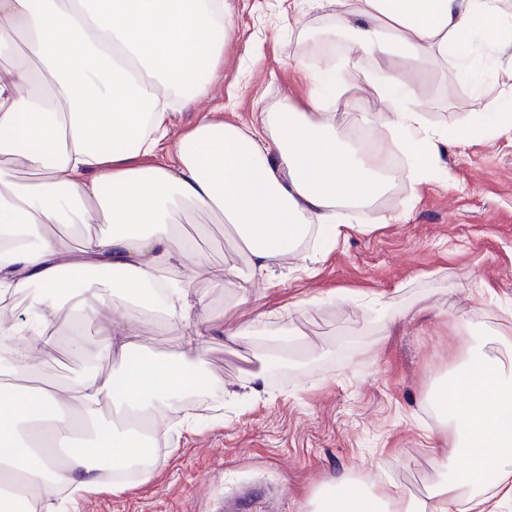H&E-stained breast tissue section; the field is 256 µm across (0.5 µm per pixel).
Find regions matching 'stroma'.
<instances>
[{
  "mask_svg": "<svg viewBox=\"0 0 512 512\" xmlns=\"http://www.w3.org/2000/svg\"><path fill=\"white\" fill-rule=\"evenodd\" d=\"M230 3L233 27L207 90L173 135L203 117L239 123L265 107L305 110L312 86L301 60L324 78L337 136L352 138L378 62L337 42L335 5ZM454 72L441 62L411 72L413 103L431 135L462 128L464 138L421 168L398 131L377 126L400 158L391 186L337 208L344 234L319 249L311 271L258 278L240 301L222 283L226 267H246L244 244L216 219L179 217L205 257L188 269L195 296L225 326L253 324L249 343L212 336L191 360L194 382L161 412L147 482L121 494L105 486L76 504L60 498L55 512H302L315 492L336 493L337 474L368 483L381 470L404 495H429L442 478L431 453V381L474 335L494 337L512 358V130L485 117L508 89L490 77L476 89ZM377 295L390 302L391 329L366 306ZM70 326L60 315L39 343L40 382L65 383L89 363L70 352Z\"/></svg>",
  "mask_w": 512,
  "mask_h": 512,
  "instance_id": "obj_1",
  "label": "stroma"
}]
</instances>
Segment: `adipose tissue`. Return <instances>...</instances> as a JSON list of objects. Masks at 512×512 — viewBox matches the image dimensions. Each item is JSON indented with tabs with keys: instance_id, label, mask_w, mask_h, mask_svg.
Returning <instances> with one entry per match:
<instances>
[{
	"instance_id": "obj_1",
	"label": "adipose tissue",
	"mask_w": 512,
	"mask_h": 512,
	"mask_svg": "<svg viewBox=\"0 0 512 512\" xmlns=\"http://www.w3.org/2000/svg\"><path fill=\"white\" fill-rule=\"evenodd\" d=\"M504 0H352L342 17L356 44L394 59L370 86L421 165L438 161L440 147L422 112L408 104L407 67L454 59L459 77L477 75L461 42L465 33L493 39L505 19ZM226 0H0V57L22 58L0 77V302L28 295V318L0 322V340L16 343L13 363L0 369V512H18L35 497L53 512L61 489L90 493L104 464L122 470L139 461L142 439L129 430L190 384L189 357L206 336L220 331L237 341L251 328L216 327L199 317L183 327L198 302L179 267L191 245L174 225L191 210L229 225L248 251L246 269L224 271V289L247 299L256 276L282 263L302 269L310 253L300 242L312 234L336 238V208L381 192L392 152L381 140L361 150L336 135L326 100L311 94L309 109H262L253 124L197 123L158 153L178 115L170 99L212 72L223 43L212 29L230 28ZM36 182L16 179L17 169ZM107 225L85 235L79 257L49 232L52 224L85 225L89 209ZM108 272L114 296L159 311L167 350L141 345L126 318L101 330L99 349L119 358L116 373L89 369L65 385H36L28 344L43 337L60 314V296L73 304L70 318L99 317L106 300L84 288L91 273ZM488 336L473 337L465 359L440 378L430 404L439 432L432 446L440 468L460 458L465 467L442 479L429 500L405 498L393 484L364 490L346 473L343 493L319 496L310 512H499L512 500V366L496 356ZM116 418H100L103 406ZM88 444L70 445L76 431ZM499 475L488 485L489 475Z\"/></svg>"
}]
</instances>
